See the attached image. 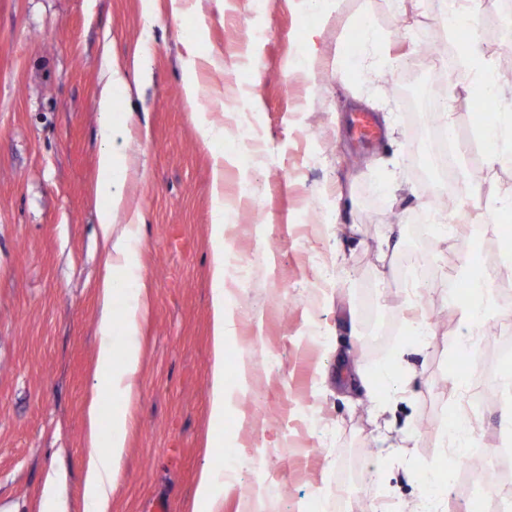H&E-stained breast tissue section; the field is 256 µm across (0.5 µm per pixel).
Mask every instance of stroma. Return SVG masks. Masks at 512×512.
<instances>
[{
    "label": "stroma",
    "mask_w": 512,
    "mask_h": 512,
    "mask_svg": "<svg viewBox=\"0 0 512 512\" xmlns=\"http://www.w3.org/2000/svg\"><path fill=\"white\" fill-rule=\"evenodd\" d=\"M0 0V512H41L52 473L65 476L68 512H83V462L95 373L97 287L104 273L91 189L98 178L97 99L104 48L121 63L146 55L138 88L118 108L131 158L129 211L140 212L150 302L140 343L138 392L112 512H192L195 484L218 456L220 512H340L341 475L359 468L350 512H414L448 459L437 445L453 428L461 395L501 382L512 363L474 377L458 363L464 329L443 266L459 267L476 243L431 234L424 205L462 207L421 177L425 116L408 111L406 74L427 76L428 40L443 41L453 81L450 120L460 137L512 93L487 103L458 54L460 33L441 25V0ZM379 49L401 56L373 75L349 57L359 22ZM479 38L512 39V0L485 13ZM210 60L194 65L193 49ZM309 69L297 72L299 54ZM211 92L194 112L188 70ZM373 113L384 132L369 149L346 130ZM224 125L204 144L198 118ZM258 132L261 149L243 138ZM224 156L226 316L230 394L224 446L208 445L211 344L210 224L214 157ZM401 249L384 256L388 231ZM422 256L418 313L403 306L408 261ZM389 340L372 351L375 329ZM512 401L483 406L472 424L485 447L512 442Z\"/></svg>",
    "instance_id": "35a3bbf8"
}]
</instances>
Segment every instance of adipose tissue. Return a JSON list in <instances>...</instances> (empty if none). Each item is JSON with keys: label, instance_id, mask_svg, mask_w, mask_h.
<instances>
[{"label": "adipose tissue", "instance_id": "1", "mask_svg": "<svg viewBox=\"0 0 512 512\" xmlns=\"http://www.w3.org/2000/svg\"><path fill=\"white\" fill-rule=\"evenodd\" d=\"M496 0H469L465 11L449 14V29H466L468 38L460 43L459 53L467 63L473 81L482 95L490 101H499L504 89L495 69L479 49L477 29L483 14L494 8ZM106 80L101 89L98 107L99 136L103 147L97 166L99 178L95 196L101 205L97 210L102 240L107 254L108 273L102 282L100 295L103 313L98 324L99 345L96 356V374L104 378L99 391L101 400L116 398L131 402L137 387L141 365L138 343L144 319V283L141 275V256L137 248L140 237V216H132L127 223H117L118 213L124 207V175L128 168L126 153L114 150L112 142L121 132L115 119L116 97L129 93L131 82L128 72L115 60L106 64ZM481 134L491 149L487 154L488 166H496L512 156V113H492L483 125ZM224 172L213 170L212 188V241L211 291L213 311V365L210 386V417L223 421L228 404L224 385V340L230 334L225 317L226 289L224 283ZM470 294L468 303L460 309V323L465 328L478 327L496 314L494 301V274L483 269L467 271ZM123 301L122 311H115V301ZM130 416L127 411L113 412L107 446L99 444L101 419L97 410L89 412V439L85 480V512H110L112 489L120 471V462L127 446Z\"/></svg>", "mask_w": 512, "mask_h": 512}]
</instances>
